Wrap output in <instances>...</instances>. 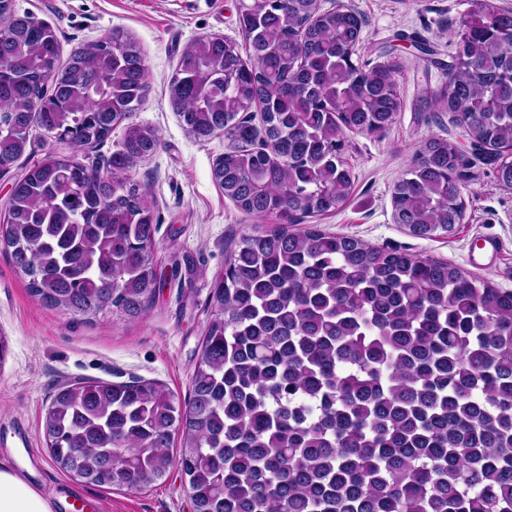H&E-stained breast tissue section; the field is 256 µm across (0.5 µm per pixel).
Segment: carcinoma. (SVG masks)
I'll use <instances>...</instances> for the list:
<instances>
[{"mask_svg": "<svg viewBox=\"0 0 512 512\" xmlns=\"http://www.w3.org/2000/svg\"><path fill=\"white\" fill-rule=\"evenodd\" d=\"M1 20L0 168L34 129L79 150L121 124L125 137L105 172L53 156L30 167L0 251L47 306L140 319L159 285L156 201L128 176L160 144L132 121L149 92L143 52L114 29L63 63L56 31L13 0H0ZM238 20L247 57L219 36L189 41L169 103L195 138L228 140L213 167L224 197L279 224L229 251L188 402L151 379L65 383L45 413L50 455L94 486L110 467L130 490L178 461L194 512H512V291L448 261L294 228L348 198L347 134L390 129L400 62H360L364 23L342 4L238 0ZM454 46L428 103L512 188V11L471 0ZM468 169L453 141L426 138L393 185L394 223L451 235Z\"/></svg>", "mask_w": 512, "mask_h": 512, "instance_id": "1", "label": "carcinoma"}]
</instances>
